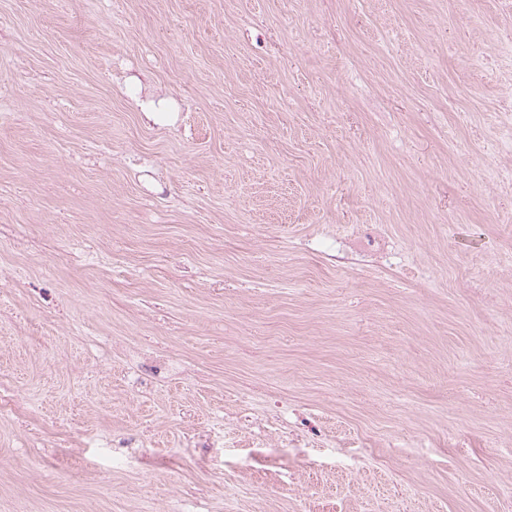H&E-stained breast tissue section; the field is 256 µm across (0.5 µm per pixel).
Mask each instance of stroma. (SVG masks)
<instances>
[{"label": "stroma", "mask_w": 512, "mask_h": 512, "mask_svg": "<svg viewBox=\"0 0 512 512\" xmlns=\"http://www.w3.org/2000/svg\"><path fill=\"white\" fill-rule=\"evenodd\" d=\"M0 395V512H512V0H0Z\"/></svg>", "instance_id": "obj_1"}]
</instances>
